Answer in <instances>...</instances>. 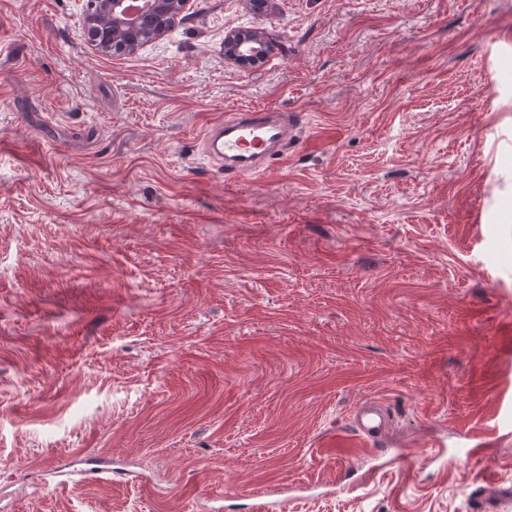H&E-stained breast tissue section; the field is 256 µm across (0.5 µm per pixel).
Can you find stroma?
I'll return each mask as SVG.
<instances>
[{"mask_svg":"<svg viewBox=\"0 0 512 512\" xmlns=\"http://www.w3.org/2000/svg\"><path fill=\"white\" fill-rule=\"evenodd\" d=\"M191 2L102 55L85 0H0V512L278 486L274 512H485L512 489V0ZM236 27L269 56L225 59ZM241 110L300 119L259 178L203 153ZM80 462L125 475L46 487ZM356 431L366 440L375 442L383 439L392 427L388 410L377 401H367L354 413Z\"/></svg>","mask_w":512,"mask_h":512,"instance_id":"35a3bbf8","label":"stroma"}]
</instances>
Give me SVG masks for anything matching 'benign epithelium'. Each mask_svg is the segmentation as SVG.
Segmentation results:
<instances>
[{"instance_id": "benign-epithelium-1", "label": "benign epithelium", "mask_w": 512, "mask_h": 512, "mask_svg": "<svg viewBox=\"0 0 512 512\" xmlns=\"http://www.w3.org/2000/svg\"><path fill=\"white\" fill-rule=\"evenodd\" d=\"M189 0H154L143 17L130 13L127 0H87L88 12L82 37L99 53H134L150 42L160 39L172 29L175 20L185 11ZM138 30L144 35L131 46H117L108 39L107 30ZM268 40L259 31L235 28L224 35V56L237 63H255L267 57Z\"/></svg>"}]
</instances>
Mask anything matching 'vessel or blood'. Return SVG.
I'll return each instance as SVG.
<instances>
[{"label": "vessel or blood", "instance_id": "b4317fda", "mask_svg": "<svg viewBox=\"0 0 512 512\" xmlns=\"http://www.w3.org/2000/svg\"><path fill=\"white\" fill-rule=\"evenodd\" d=\"M297 124L293 117L278 112H234L207 130L204 152L222 162L225 174L264 175L276 149L291 140ZM360 436L375 442L392 427V417L379 402L368 401L354 413Z\"/></svg>", "mask_w": 512, "mask_h": 512}]
</instances>
